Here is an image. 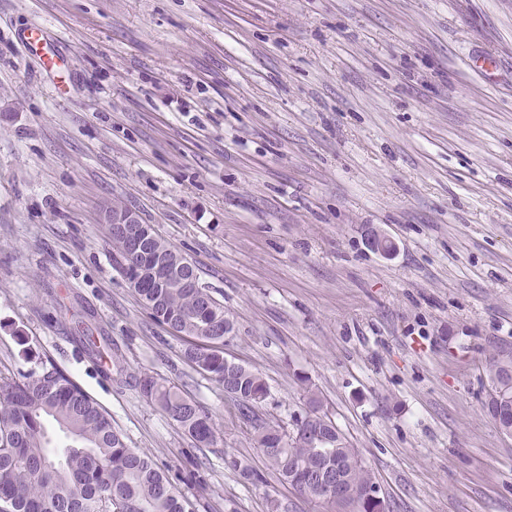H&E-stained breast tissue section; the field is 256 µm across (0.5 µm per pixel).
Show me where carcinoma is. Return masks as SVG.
Here are the masks:
<instances>
[{"instance_id":"obj_1","label":"carcinoma","mask_w":512,"mask_h":512,"mask_svg":"<svg viewBox=\"0 0 512 512\" xmlns=\"http://www.w3.org/2000/svg\"><path fill=\"white\" fill-rule=\"evenodd\" d=\"M107 230L120 269L142 304L153 306V318L187 340L184 357L197 371L221 385L224 376L231 378L238 412L252 417L267 399V385L249 368L224 370V328L231 321L224 305L198 284L195 266H183L182 276L197 287L162 288V273L136 272L141 260L134 237L111 225ZM141 387L196 442L213 443L211 415L197 402L152 377ZM488 413L499 428L512 430V401L493 405ZM325 417L312 419L326 434L317 446L288 441L287 430L272 420L253 424L256 443L285 481L290 474L298 482L326 470L338 475L342 499L324 500L330 512H386L385 505L364 495L375 476ZM48 420L72 443L52 447ZM0 512H188V503L147 455L127 447L98 404L52 367L0 380Z\"/></svg>"}]
</instances>
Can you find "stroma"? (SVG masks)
<instances>
[{"label":"stroma","mask_w":512,"mask_h":512,"mask_svg":"<svg viewBox=\"0 0 512 512\" xmlns=\"http://www.w3.org/2000/svg\"><path fill=\"white\" fill-rule=\"evenodd\" d=\"M116 203L223 302L264 415L290 427L316 393L390 512H512L485 408L512 356V0H0V379L64 371L193 512H326L129 287ZM141 387L143 395L156 402L196 442L213 443L216 430L211 415L197 402L175 387L160 383L153 377H145Z\"/></svg>","instance_id":"obj_1"}]
</instances>
